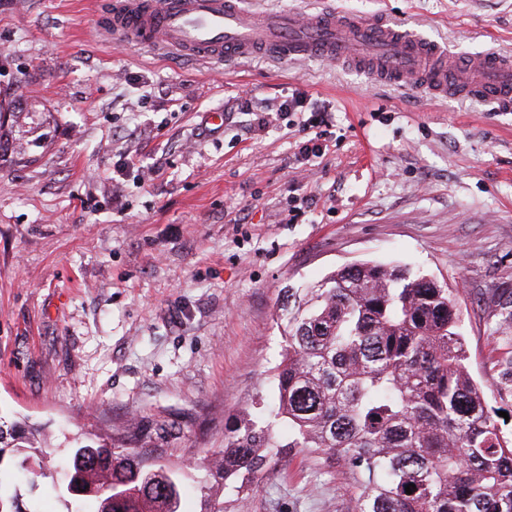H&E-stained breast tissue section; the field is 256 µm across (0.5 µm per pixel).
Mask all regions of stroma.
Here are the masks:
<instances>
[{
    "mask_svg": "<svg viewBox=\"0 0 512 512\" xmlns=\"http://www.w3.org/2000/svg\"><path fill=\"white\" fill-rule=\"evenodd\" d=\"M106 0H0V414L42 427L28 512L56 495L70 448L136 420L175 426L157 465H192L253 413L280 358L284 291L372 261L448 285L470 372L512 434V112L318 59L220 64L96 27ZM333 9L423 33L449 54L512 55V0H243ZM306 97L320 156L298 155ZM224 113L213 128L210 112ZM160 169L144 178L120 154ZM224 512H352L338 462L289 449Z\"/></svg>",
    "mask_w": 512,
    "mask_h": 512,
    "instance_id": "obj_1",
    "label": "stroma"
}]
</instances>
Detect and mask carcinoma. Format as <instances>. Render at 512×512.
<instances>
[{
	"mask_svg": "<svg viewBox=\"0 0 512 512\" xmlns=\"http://www.w3.org/2000/svg\"><path fill=\"white\" fill-rule=\"evenodd\" d=\"M279 319L271 400L203 458L210 476L255 495L274 458L302 448L348 467L354 512H512V438L470 375L450 289L353 263L288 289ZM40 444L38 430L0 420V468L28 469L26 449ZM143 447L132 420L110 443L76 447L68 512H179L182 469L149 472ZM108 483L119 487L109 503ZM0 512H22L17 484L1 477Z\"/></svg>",
	"mask_w": 512,
	"mask_h": 512,
	"instance_id": "obj_1",
	"label": "carcinoma"
}]
</instances>
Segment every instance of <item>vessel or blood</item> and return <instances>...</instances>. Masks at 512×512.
<instances>
[{"label": "vessel or blood", "mask_w": 512, "mask_h": 512, "mask_svg": "<svg viewBox=\"0 0 512 512\" xmlns=\"http://www.w3.org/2000/svg\"><path fill=\"white\" fill-rule=\"evenodd\" d=\"M103 28L112 40L195 60L330 58L436 97L464 95L512 111L511 55L453 59L434 41L383 20L359 21L338 12L249 13L238 0H110Z\"/></svg>", "instance_id": "b4317fda"}]
</instances>
